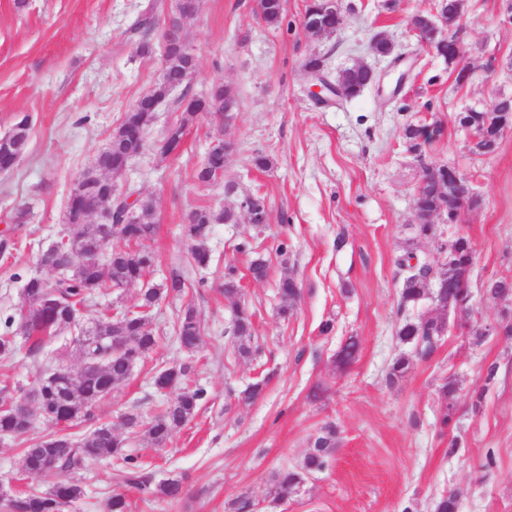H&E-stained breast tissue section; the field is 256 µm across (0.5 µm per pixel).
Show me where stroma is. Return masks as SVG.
<instances>
[{"label":"stroma","mask_w":512,"mask_h":512,"mask_svg":"<svg viewBox=\"0 0 512 512\" xmlns=\"http://www.w3.org/2000/svg\"><path fill=\"white\" fill-rule=\"evenodd\" d=\"M175 0H0V135L18 117L31 124L27 150L13 171L0 173V235L11 233V253L0 254V322L25 304L23 279L51 278L37 263L64 228L73 179L88 168L124 113L159 83V55L141 56L129 28L148 4L165 22ZM435 0H342L347 21L335 35L314 38L302 29L306 0H286L279 25H267L256 0H199L185 28L198 56L192 82L197 94L220 83L238 100L236 119L224 131L232 150L217 184L194 180L214 143V121L198 115L189 123L179 152L161 155L165 129L182 114L163 101L146 135L143 153L121 179L156 206L157 228L145 247L155 255L147 279L164 283L170 270L186 269L182 296L164 298L149 315L158 345L129 378L94 408L96 421L120 426L123 415L149 421L166 395L153 376L163 367L188 364L191 384L207 400L194 420L157 447L145 436L127 451L140 457L154 481L180 479L177 499H155L126 490L132 512H226L230 500L249 496L255 512H434L437 498L459 495V512H512V296L484 292L491 279L512 280V131L487 156L472 155L459 115L512 96V21L501 0H464L467 33L464 56L475 65L468 84L457 85L447 63L418 45L411 15L429 12ZM385 34L407 53L411 71L395 95L368 88L352 100L316 102L303 80L308 57H322L337 75L362 61L387 68L372 40ZM440 122L444 134L423 157L410 150L407 125ZM269 160L259 169L254 152ZM456 166L473 181L479 207L461 223L444 225L446 240L467 236L475 251L470 291L473 329L449 325L442 344L426 360H414L406 376L388 384L393 359L408 353L397 330L403 275L397 257L411 239L413 195L423 166ZM247 194L264 198L270 221L213 225L208 267H193L191 244L180 224L189 207H237ZM26 223L13 224L16 208ZM250 239L253 253L236 249ZM287 244V255L278 247ZM267 260L266 280L253 281V257ZM233 265L242 299L254 313V342L261 351L240 357L231 334L233 303L219 288ZM301 296L292 317L277 314V283L284 275ZM194 306L204 326L196 353L176 337V315ZM332 321L331 333L321 324ZM360 352L347 370L335 355L348 337ZM53 360L29 354L26 346L0 357V403L18 388H31L50 368L79 371L82 357L71 333L53 339ZM497 364L493 384L485 371ZM457 382L453 433H440L438 387ZM265 380L255 403L238 402L247 384ZM321 398H311L314 387ZM483 392L473 408L475 392ZM335 425L337 444L329 467L312 473L299 492L276 501L272 477L297 467L313 438ZM456 453H449L451 438ZM28 439H0V483L18 490L43 489L44 479L24 475L22 451ZM122 463L113 457L88 459L76 471L83 499L64 512H107L113 492L124 490Z\"/></svg>","instance_id":"1"}]
</instances>
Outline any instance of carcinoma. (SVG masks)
<instances>
[{
  "mask_svg": "<svg viewBox=\"0 0 512 512\" xmlns=\"http://www.w3.org/2000/svg\"><path fill=\"white\" fill-rule=\"evenodd\" d=\"M261 17L269 25L278 24L283 16L284 0H257ZM155 5H150L131 26L129 33L137 44V52L150 55L155 50L153 32ZM198 11L197 0H179L175 3L169 20L173 25L184 27L194 19ZM304 19L305 27L319 25L332 28L336 17L324 12L318 0L307 4ZM196 70V59L175 51L171 52L161 74L160 82L149 93L140 97L125 113L121 124L112 131L106 147L100 151L93 164L75 178L69 191L66 211V224L73 234L68 247L56 249L57 264L63 267L79 263L74 250L84 246L85 238L93 235L99 225H89L83 219L87 205L104 202L118 218L135 208L131 220L124 224L121 232L128 242L140 243L150 239L156 229V212L152 201L134 197L127 189L116 196L110 195V183L125 172L129 154L126 147V135L130 131H146L151 125L155 102L164 98L174 88H182L188 103L178 102L176 109L183 112L182 121L169 126L162 140L160 153L168 156L176 153L183 142L186 124L197 114L220 115L230 104H237L236 97L228 89L217 85L206 97H197L190 92V82ZM367 75L351 73L348 75L347 96L355 98L369 88ZM30 134L29 116L20 118L12 128L10 138L0 140V172H9L17 164L26 150ZM224 152L214 151L196 170L195 179L200 184L215 182L224 174ZM417 210L432 215L433 223L420 224L413 229V237L421 240L436 234L438 228L434 221L441 209L443 200L427 191L418 192L414 198ZM236 214L233 210L216 211L206 206H194L184 215L181 232L184 239L192 244L191 259L199 267H205L210 261L206 248L212 226L215 224H233ZM454 251L458 263L466 266L472 261L473 247L465 236L454 241ZM152 253L144 249L124 248L114 250L107 261L81 270L77 278H57L52 281L39 275H30L25 279L23 292L26 305L18 316H10L5 322V331L0 335V356H10L15 351L16 337L20 336L29 344V351L41 353L46 345L58 333L77 323L73 319L76 307L88 299L106 294L114 285H133L140 281L153 265ZM397 266L405 271L400 296V310L411 311L418 307L427 293V275L432 271L429 263L417 259L413 250L408 249L396 260ZM185 288L184 273L173 269L160 287L141 290L138 306L151 308L169 295H179ZM224 297L233 301L231 331L239 340L238 352L243 357L259 353V346L251 344L253 336L254 313L241 302L240 280L236 269L228 265L224 272ZM454 302L463 315L470 313L469 282L456 279L451 289ZM280 304L278 314L283 318L293 314L299 288L295 279L284 276L278 284ZM92 331L79 344L84 361H98L100 366L74 377L70 372L53 370L39 381L33 391L42 416L55 424H69L74 421L94 420L93 406L100 399L112 393L115 385L125 381L131 375L133 367L158 343L150 327L144 323V315L135 310H120L115 315H104L91 323ZM448 330L447 318L438 313L422 312L416 316H405L397 331L399 340L412 349L413 355L398 357L388 370L386 379L391 385L400 381L412 363V358L426 360L441 345L442 336ZM176 333L181 346L188 352L196 351L202 344V325L192 306H187L178 316ZM360 348L357 338L351 336L336 354L337 365L345 369L355 360ZM190 367H170L159 370L155 384L170 390V399L160 412L145 427L144 433L151 443L160 447L167 443L173 432L189 422L206 399V390L200 387L190 388L187 384ZM443 409L439 416L441 431L452 427L453 413L449 403L456 392L452 381L439 388ZM33 428V419H23L9 411H0V434L15 437L27 435ZM336 430L328 428L320 434L313 448L306 454L301 465L292 470L279 473L274 481V494L279 500L296 495L305 481V477L315 471L325 469L336 447ZM114 456L124 462V484L145 495L159 498H177L182 493V484L177 479H168L154 483L152 476L137 457L126 453L125 445L112 432L110 424H94L92 431L81 441L73 442L67 434H50L35 439L24 449L23 468L30 474L46 477L63 471L78 470L90 457ZM49 457L58 460L55 470L45 468ZM84 496V488L76 482H57L44 491L31 490L8 499L4 503L7 512H62V507L74 503Z\"/></svg>",
  "mask_w": 512,
  "mask_h": 512,
  "instance_id": "carcinoma-1",
  "label": "carcinoma"
}]
</instances>
